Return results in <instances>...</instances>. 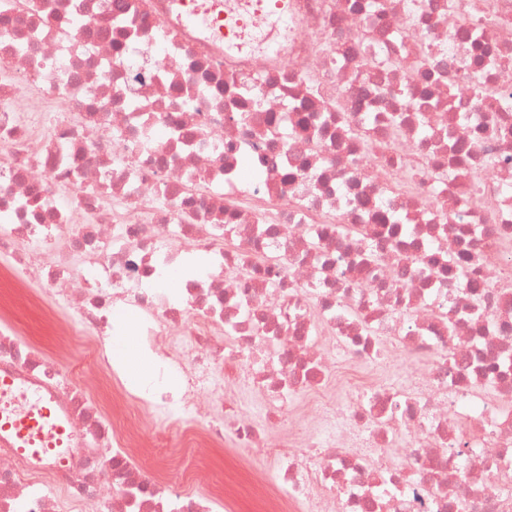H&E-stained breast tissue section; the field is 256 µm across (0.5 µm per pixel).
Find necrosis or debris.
<instances>
[{
  "instance_id": "obj_1",
  "label": "necrosis or debris",
  "mask_w": 512,
  "mask_h": 512,
  "mask_svg": "<svg viewBox=\"0 0 512 512\" xmlns=\"http://www.w3.org/2000/svg\"><path fill=\"white\" fill-rule=\"evenodd\" d=\"M1 69L0 512H512V0H0ZM46 349L57 353L60 346L63 347L61 362L64 370H71L73 367L82 364L86 359V345L80 336H45ZM351 390V380L346 370L341 367L335 369V381L332 382L326 389L317 395H299L296 398V408L304 412L308 405L315 400H340L349 396Z\"/></svg>"
}]
</instances>
